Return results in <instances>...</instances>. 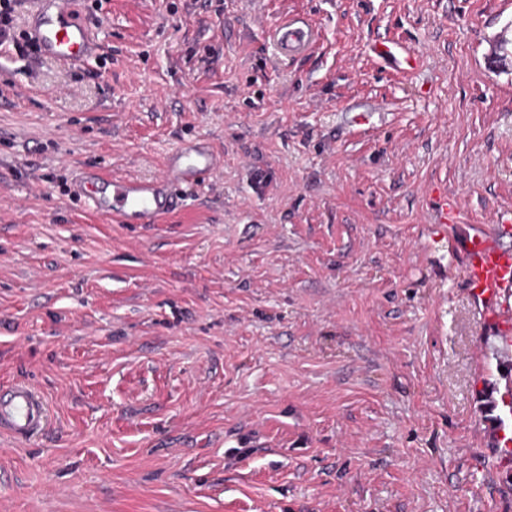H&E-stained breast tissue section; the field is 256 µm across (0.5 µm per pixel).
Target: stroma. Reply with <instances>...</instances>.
Returning a JSON list of instances; mask_svg holds the SVG:
<instances>
[{"mask_svg":"<svg viewBox=\"0 0 512 512\" xmlns=\"http://www.w3.org/2000/svg\"><path fill=\"white\" fill-rule=\"evenodd\" d=\"M102 56L0 59V512H512L484 437L506 344L460 247L512 211V0H102ZM317 32L280 54L287 16ZM397 39L409 75L377 63ZM224 156L163 224L73 200L75 169ZM459 203L434 223L432 195ZM401 53L400 64L405 71L414 70L419 62V53L414 50L405 49L399 40L385 41L375 46L373 53L378 58H394L396 54ZM49 410L35 386L26 380L0 388V434L26 440L46 426Z\"/></svg>","mask_w":512,"mask_h":512,"instance_id":"stroma-1","label":"stroma"}]
</instances>
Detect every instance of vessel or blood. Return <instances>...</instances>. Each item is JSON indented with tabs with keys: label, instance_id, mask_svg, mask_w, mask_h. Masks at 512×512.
Here are the masks:
<instances>
[{
	"label": "vessel or blood",
	"instance_id": "1",
	"mask_svg": "<svg viewBox=\"0 0 512 512\" xmlns=\"http://www.w3.org/2000/svg\"><path fill=\"white\" fill-rule=\"evenodd\" d=\"M27 28L45 58L83 65L101 50L80 0H30ZM276 36L287 54L306 52L313 44L312 28L300 19L283 22ZM373 53L382 59L399 57L407 71L419 62L418 52L403 48L396 40L380 43ZM220 164L208 140L184 138L166 155L160 174L114 176L83 168L75 177L73 194L98 215L149 228L179 209L181 190L209 180ZM457 209V201L444 194L435 196L431 207L439 224L455 223ZM509 234L512 218L501 216L491 231L467 238L461 249L465 281L481 302L486 320L502 335L512 333V249L500 243L501 237ZM48 419L47 404L31 382L20 380L0 387V434L26 440L40 433Z\"/></svg>",
	"mask_w": 512,
	"mask_h": 512
}]
</instances>
